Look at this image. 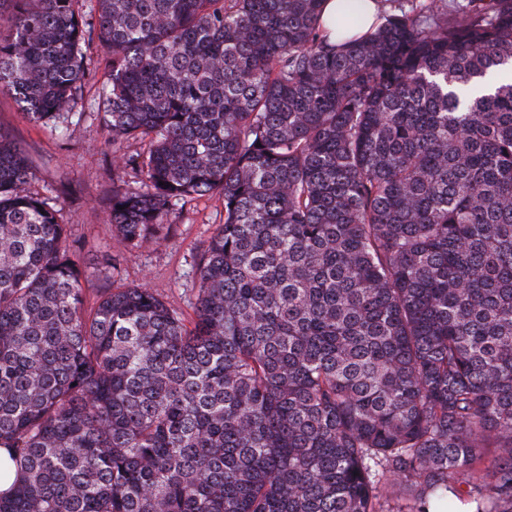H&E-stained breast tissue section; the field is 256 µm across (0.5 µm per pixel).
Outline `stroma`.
Listing matches in <instances>:
<instances>
[{
    "label": "stroma",
    "instance_id": "stroma-1",
    "mask_svg": "<svg viewBox=\"0 0 512 512\" xmlns=\"http://www.w3.org/2000/svg\"><path fill=\"white\" fill-rule=\"evenodd\" d=\"M92 96L88 89L78 100L69 138L61 141L46 125L30 120L12 94L0 93V131L24 149L34 188L57 203L70 242L81 250L87 299L107 288L144 285L194 319L198 262L224 221V201L215 193L190 200L170 216L165 239L132 249L118 267L106 264L105 256L121 250L105 222L112 202L114 147L102 114L93 111Z\"/></svg>",
    "mask_w": 512,
    "mask_h": 512
}]
</instances>
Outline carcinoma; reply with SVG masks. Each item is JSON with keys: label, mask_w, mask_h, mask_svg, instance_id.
Here are the masks:
<instances>
[{"label": "carcinoma", "mask_w": 512, "mask_h": 512, "mask_svg": "<svg viewBox=\"0 0 512 512\" xmlns=\"http://www.w3.org/2000/svg\"><path fill=\"white\" fill-rule=\"evenodd\" d=\"M10 2L29 118L60 130L111 58L97 108L143 144L118 242L210 192L224 224L192 324L144 286L87 309L0 131V512H512V0L368 29L341 0L334 41L324 0Z\"/></svg>", "instance_id": "obj_1"}]
</instances>
